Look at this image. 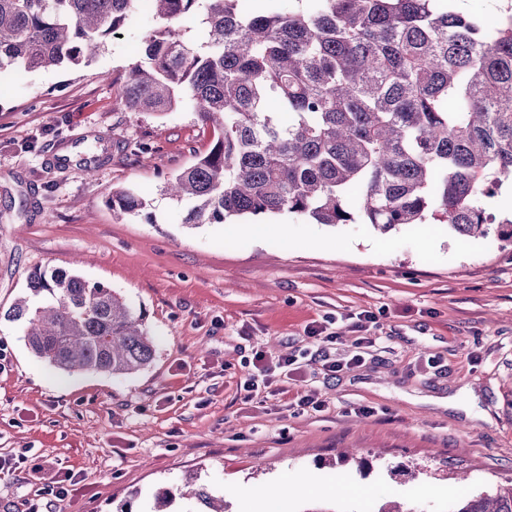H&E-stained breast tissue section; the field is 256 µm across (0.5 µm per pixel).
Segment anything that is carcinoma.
I'll list each match as a JSON object with an SVG mask.
<instances>
[{
	"label": "carcinoma",
	"instance_id": "obj_1",
	"mask_svg": "<svg viewBox=\"0 0 512 512\" xmlns=\"http://www.w3.org/2000/svg\"><path fill=\"white\" fill-rule=\"evenodd\" d=\"M136 0H0V70L77 68L131 19ZM245 12L239 0H151L163 27L119 85L124 109L187 103L210 148L165 180L182 223L289 212L382 234L433 221L512 242L488 201L512 183V9L438 12L434 0H306ZM195 28L200 38L186 37ZM132 214L146 202L112 193ZM10 316L26 347L68 373L132 375L155 354L143 316L112 288L55 268L27 274ZM225 512L205 485L165 489L157 509ZM452 512H512V485Z\"/></svg>",
	"mask_w": 512,
	"mask_h": 512
}]
</instances>
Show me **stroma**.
<instances>
[{"mask_svg": "<svg viewBox=\"0 0 512 512\" xmlns=\"http://www.w3.org/2000/svg\"><path fill=\"white\" fill-rule=\"evenodd\" d=\"M156 26L134 17L79 70L0 74V456L19 461L0 474V512H29L57 473L73 481L48 512H152L156 492L188 481L223 492L226 512H272L260 493L280 481L285 512H450L512 482V243L288 212L257 216L261 236L183 224L163 181L208 133L190 107L156 117L118 98ZM77 143L112 146L92 176L55 162ZM120 189L145 209L116 213ZM45 266L120 293L145 318L152 363L110 376L37 358L4 314ZM363 315L377 341L352 367ZM259 350L296 355L297 378L246 393ZM305 394L322 409L299 410Z\"/></svg>", "mask_w": 512, "mask_h": 512, "instance_id": "1", "label": "stroma"}]
</instances>
